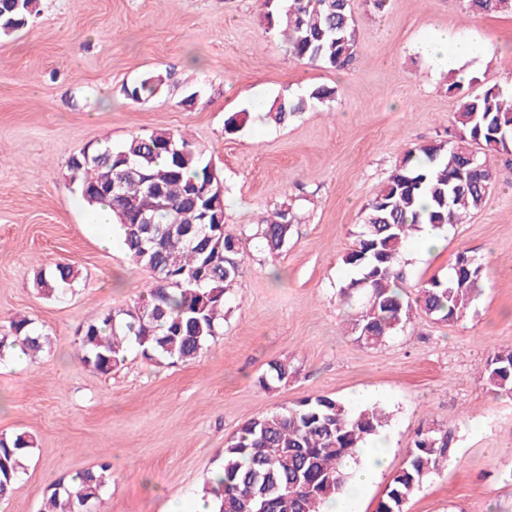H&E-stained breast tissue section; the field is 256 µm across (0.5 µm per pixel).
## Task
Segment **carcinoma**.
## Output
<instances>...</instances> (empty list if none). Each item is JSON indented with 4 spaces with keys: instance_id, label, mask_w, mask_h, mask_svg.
<instances>
[{
    "instance_id": "carcinoma-1",
    "label": "carcinoma",
    "mask_w": 512,
    "mask_h": 512,
    "mask_svg": "<svg viewBox=\"0 0 512 512\" xmlns=\"http://www.w3.org/2000/svg\"><path fill=\"white\" fill-rule=\"evenodd\" d=\"M40 0H0V35L9 36L39 13ZM268 27L282 34L286 52L296 61L341 69L352 61L358 42L350 0H265ZM474 13L511 14L512 0H466ZM162 74H151L124 87V95L141 103L159 95ZM453 123L455 140L409 147L363 209L360 231L345 257L355 277L343 295L358 305L352 331L366 346L385 341L410 320L417 305L437 321L465 316L481 288V265L466 255L457 258L445 279L421 285L415 300L406 291L402 253L415 234L459 224L479 209L495 176L490 159L512 147V97L494 86L469 92L458 82ZM336 90L318 86L300 97L283 96L266 109L282 124L308 108L327 106ZM70 182L91 207L107 204L120 225L130 261L152 279L149 291L127 310L107 309L84 328L78 356L84 366L109 374L120 367L130 346L148 362H186L201 356L216 336L224 316L225 294L240 276L245 260L241 238L224 229L225 199H216L218 169L197 146L163 129L132 134L120 145L90 144L67 164ZM217 200L201 221L196 201ZM143 214L152 224L132 225ZM296 206L283 200L257 224L256 235L271 256L288 247ZM152 243H147V240ZM79 270L59 262L40 272L36 285L47 296L68 295ZM47 334L25 316L0 329V357L15 347L27 356L42 350ZM489 383L512 394V348L495 352L486 362ZM294 374L286 362H274L260 385L270 389ZM387 422L372 407L349 410L333 397L320 395L247 421L224 445L217 471L222 491L213 493L214 512H323L326 502L344 495L352 478L346 461H358L363 443ZM447 436L420 431L403 466L393 476L376 512H406L408 500L438 466ZM33 442L26 433L0 436V499L8 496L27 469ZM110 466L77 474L44 497L40 512H96Z\"/></svg>"
}]
</instances>
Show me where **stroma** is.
Segmentation results:
<instances>
[{
    "instance_id": "obj_1",
    "label": "stroma",
    "mask_w": 512,
    "mask_h": 512,
    "mask_svg": "<svg viewBox=\"0 0 512 512\" xmlns=\"http://www.w3.org/2000/svg\"><path fill=\"white\" fill-rule=\"evenodd\" d=\"M351 3L358 45L340 71L292 59L266 28L263 0H40L27 26L0 37V323L21 313L49 335L36 355L0 362V434L34 442L0 512H39L55 483L103 463V512H189L245 422L318 395L388 417V465L355 512H375L421 428L446 434L449 451L407 512H512V395L485 373L512 346V152L493 158L482 207L440 229V251L422 253L416 237L402 254L411 290L473 256L483 284L466 316L439 322L417 309L367 347L340 295L363 208L395 162L409 144L454 134L449 84L512 94V15H475L464 0H386L379 12ZM442 31L471 43L472 57L432 50ZM155 72L164 92L130 103L123 85ZM321 85L336 89L331 105L266 120L275 97ZM234 114L239 128L226 132ZM157 129L212 157L225 226L246 233L250 258L197 360L158 367L132 348L103 375L80 362L78 332L102 310L131 307L151 278L117 225L96 223L67 162L89 144ZM286 199L300 222L272 261L255 232ZM69 260L80 270L72 290L43 295L36 274ZM277 360L295 373L264 389Z\"/></svg>"
}]
</instances>
